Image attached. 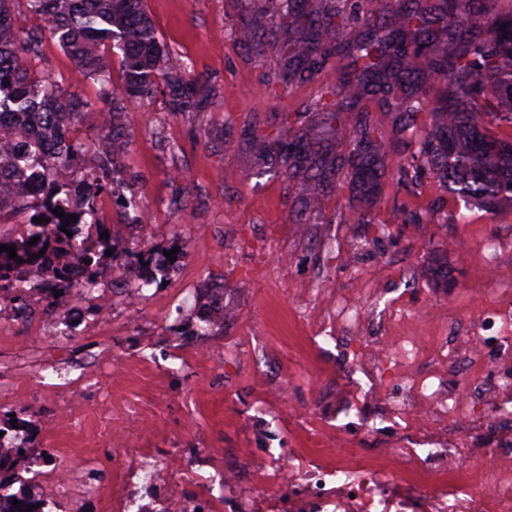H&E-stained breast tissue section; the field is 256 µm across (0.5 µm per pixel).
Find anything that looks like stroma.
<instances>
[{"instance_id": "obj_1", "label": "stroma", "mask_w": 512, "mask_h": 512, "mask_svg": "<svg viewBox=\"0 0 512 512\" xmlns=\"http://www.w3.org/2000/svg\"><path fill=\"white\" fill-rule=\"evenodd\" d=\"M165 46L194 77L216 87L205 111L175 115L161 96L131 105L128 145L116 179L139 210L98 200L112 227V262L154 269L174 251L166 279L144 286L136 304L115 303L65 342L17 320L0 335V382L14 385L19 401L0 402V431L10 434L13 414L33 404L24 446L34 455L66 453L99 462L101 482H118L113 438L148 458L170 449L202 475L249 448L255 479L265 482V461L280 448H301L305 430L324 426L334 407L314 386L332 382L344 367L333 346L314 339L318 324L335 320L336 297H356L369 312L400 301L419 309L438 304L476 314L472 268L491 237L512 238V196L492 208L464 202L431 166L416 189L398 167L418 143L437 144L435 125L415 137L401 134L393 115L374 113L385 164L371 201L349 184L322 196L317 213L303 209L297 183L259 172L248 138L273 134L336 80L335 64L313 81L275 84L276 60L261 56L232 34L242 18L279 19V0H145ZM21 29L44 35L37 72L62 83L90 104L70 128L84 145L79 168L94 165L99 135L93 112L100 86L76 68L47 26L18 0ZM183 169L187 179L175 178ZM460 248L449 252V239ZM222 299L229 317L207 334L195 332L209 296ZM112 356L98 382L78 376L87 359ZM77 380L81 407L65 410L62 379Z\"/></svg>"}]
</instances>
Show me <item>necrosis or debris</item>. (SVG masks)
I'll return each instance as SVG.
<instances>
[{
	"label": "necrosis or debris",
	"instance_id": "obj_1",
	"mask_svg": "<svg viewBox=\"0 0 512 512\" xmlns=\"http://www.w3.org/2000/svg\"><path fill=\"white\" fill-rule=\"evenodd\" d=\"M501 240L487 244V258L472 279L492 286L473 317H448L438 307L414 312L396 308L394 321L413 320L422 336L370 335L363 313L336 298V325L346 331L345 350L364 385L356 401L336 405L335 430L309 429L307 447L281 449L273 483L244 491L242 471L228 464L211 477L216 495L188 494L186 466L154 469L149 460L120 452L119 464L136 477L104 493L121 512H512V299L498 291L503 279ZM27 315L39 335L65 338L112 306V295L139 288L141 280L121 271L86 297L83 280L34 284ZM54 294L50 320L40 318L33 299ZM443 328L440 336L428 335ZM95 460L82 464L59 454L16 464L0 504L38 512H83L96 488Z\"/></svg>",
	"mask_w": 512,
	"mask_h": 512
}]
</instances>
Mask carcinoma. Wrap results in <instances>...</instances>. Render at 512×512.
<instances>
[{
    "label": "carcinoma",
    "mask_w": 512,
    "mask_h": 512,
    "mask_svg": "<svg viewBox=\"0 0 512 512\" xmlns=\"http://www.w3.org/2000/svg\"><path fill=\"white\" fill-rule=\"evenodd\" d=\"M16 0H0V210L22 206L36 176L19 170L16 152L64 145L55 177L67 172L79 147L59 136L84 111L85 103L51 80L35 77L32 62L40 57L41 37L21 32L14 21ZM29 11L43 17L52 37L73 64L99 83L105 107L97 110L100 129L96 163L115 167L126 150L128 105L160 92L170 112L201 111L211 89L191 81L187 66L172 57L160 40L144 0H26ZM288 27L267 26L262 18L242 22L234 36L258 54L278 58L274 78L282 85L311 80L330 59L336 60L339 78L320 91L305 112L322 115L318 142L336 138L352 125L349 154L342 157L332 146L313 150L304 144L306 133L288 124L270 138L254 135L258 164L287 180H297L305 192V209L318 203L322 188L348 182L370 189L382 175L375 146L371 107L395 113L399 131L414 135L427 116L448 113L438 129L444 136L433 163L438 173L456 187L465 200L492 205L512 194V146L505 147L487 133L500 121L512 123V106L504 107L502 94L512 97V27L502 21L478 23L487 0H398L394 13L364 18L355 30L340 22V11L323 0H280ZM120 53L121 80H112V55ZM442 86L438 101L430 86ZM423 146L400 166L407 183L417 184ZM116 181L86 179V195L63 202L65 216L53 210L34 217L54 223L75 215L96 229L107 230L94 207L97 195L107 191L123 198ZM36 244L0 238V245L15 246L17 259L41 263L46 255L72 246L71 240L46 235V222H30L29 237ZM77 273L87 288L96 285L95 254L75 253Z\"/></svg>",
    "instance_id": "obj_1"
}]
</instances>
